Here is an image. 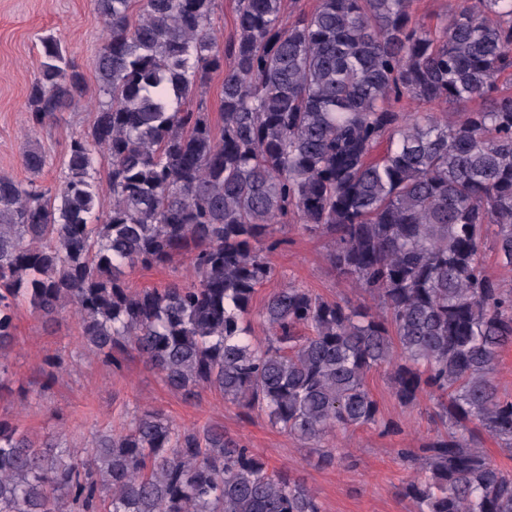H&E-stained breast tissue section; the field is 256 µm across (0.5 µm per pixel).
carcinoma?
I'll return each mask as SVG.
<instances>
[{
    "mask_svg": "<svg viewBox=\"0 0 512 512\" xmlns=\"http://www.w3.org/2000/svg\"><path fill=\"white\" fill-rule=\"evenodd\" d=\"M434 26L413 0H319L283 23V0H237L224 49L215 0H95L106 101L63 155L59 186L0 176V395L24 302L45 324L69 306L82 344L112 366L140 356L185 397L203 389L336 460L326 438L389 433L366 386L388 369L405 408L427 395L439 422L401 448L415 512H512V396L494 373L512 347V287L491 278L493 237L512 270V0H454ZM29 94L40 128L82 95L60 39ZM224 72L221 130L189 102ZM478 101L473 110L442 106ZM36 174L47 155L24 153ZM107 168V182L99 181ZM112 204L99 211L102 192ZM294 220L328 239L337 275L373 303L272 290L267 254ZM186 258L192 277L132 289L126 269ZM0 512H321L305 482L221 425L181 427L137 410L85 448L33 440L0 418Z\"/></svg>",
    "mask_w": 512,
    "mask_h": 512,
    "instance_id": "1",
    "label": "carcinoma"
}]
</instances>
